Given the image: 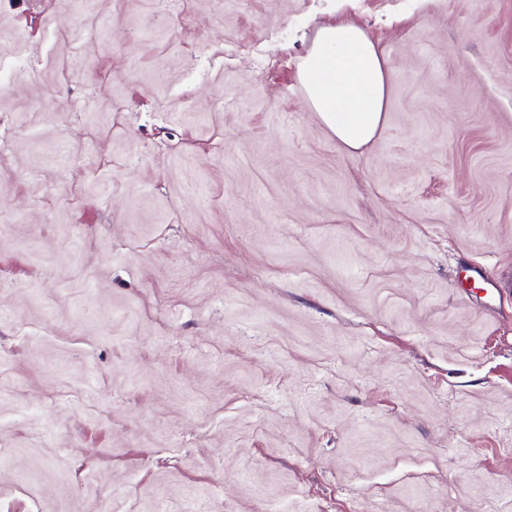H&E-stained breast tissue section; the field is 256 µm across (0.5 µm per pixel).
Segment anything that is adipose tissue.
Here are the masks:
<instances>
[{"label":"adipose tissue","mask_w":512,"mask_h":512,"mask_svg":"<svg viewBox=\"0 0 512 512\" xmlns=\"http://www.w3.org/2000/svg\"><path fill=\"white\" fill-rule=\"evenodd\" d=\"M391 71L360 27L341 23L316 32L300 66V83L320 122L347 149L375 139L385 118Z\"/></svg>","instance_id":"adipose-tissue-1"}]
</instances>
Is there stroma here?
I'll return each instance as SVG.
<instances>
[{"label": "stroma", "mask_w": 512, "mask_h": 512, "mask_svg": "<svg viewBox=\"0 0 512 512\" xmlns=\"http://www.w3.org/2000/svg\"><path fill=\"white\" fill-rule=\"evenodd\" d=\"M0 512H512V0H0ZM391 71L383 51L351 23L323 26L300 66V83L320 122L352 151L375 139L385 118Z\"/></svg>", "instance_id": "stroma-1"}]
</instances>
